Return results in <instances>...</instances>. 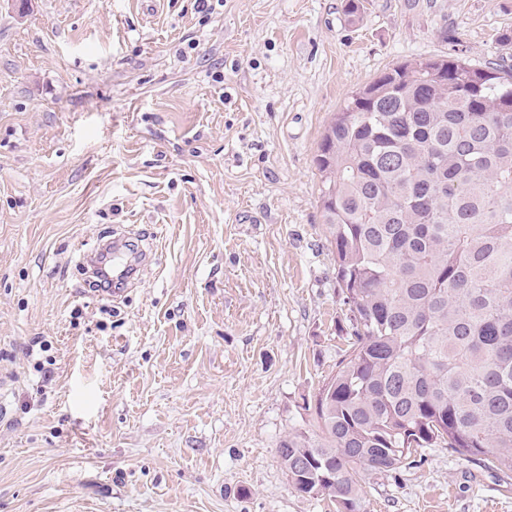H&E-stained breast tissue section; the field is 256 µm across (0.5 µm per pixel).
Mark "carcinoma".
Here are the masks:
<instances>
[{
  "instance_id": "1",
  "label": "carcinoma",
  "mask_w": 512,
  "mask_h": 512,
  "mask_svg": "<svg viewBox=\"0 0 512 512\" xmlns=\"http://www.w3.org/2000/svg\"><path fill=\"white\" fill-rule=\"evenodd\" d=\"M316 167L349 331L321 436L278 448L291 484L361 512L358 472L419 448L512 470V67H393L352 92Z\"/></svg>"
}]
</instances>
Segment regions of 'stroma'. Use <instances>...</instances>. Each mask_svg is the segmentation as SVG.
I'll list each match as a JSON object with an SVG mask.
<instances>
[{"mask_svg": "<svg viewBox=\"0 0 512 512\" xmlns=\"http://www.w3.org/2000/svg\"><path fill=\"white\" fill-rule=\"evenodd\" d=\"M344 4L0 0V512H338L278 456L346 347L319 144L398 64L512 66V0ZM359 483L364 512H512V471L449 448Z\"/></svg>", "mask_w": 512, "mask_h": 512, "instance_id": "obj_1", "label": "stroma"}]
</instances>
